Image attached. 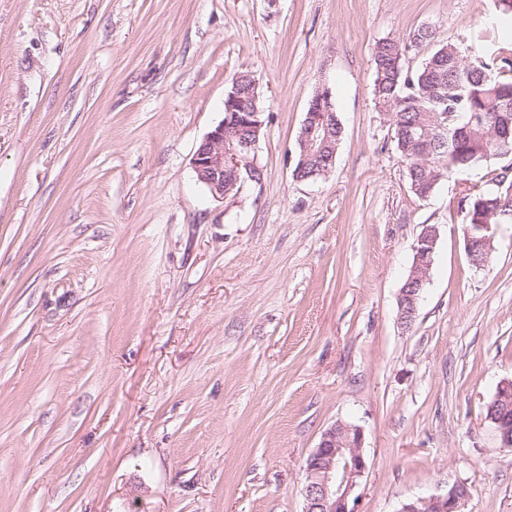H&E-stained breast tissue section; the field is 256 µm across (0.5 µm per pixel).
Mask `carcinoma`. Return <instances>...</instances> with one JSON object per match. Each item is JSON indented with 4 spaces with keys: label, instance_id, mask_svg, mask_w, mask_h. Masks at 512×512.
<instances>
[{
    "label": "carcinoma",
    "instance_id": "1",
    "mask_svg": "<svg viewBox=\"0 0 512 512\" xmlns=\"http://www.w3.org/2000/svg\"><path fill=\"white\" fill-rule=\"evenodd\" d=\"M407 45L397 39L376 42L374 99L392 120L394 144L408 166L414 195L428 197L447 176L468 178L489 160L512 157V135L502 139L503 120L512 123V59L469 54L448 43L436 47L415 70L404 67ZM327 114L322 153L310 157L305 170L312 178L326 176L323 157L342 138L332 124L335 105L310 99ZM496 189H465L461 200L464 237L483 253L489 233L483 224H512V180L504 170L492 177Z\"/></svg>",
    "mask_w": 512,
    "mask_h": 512
}]
</instances>
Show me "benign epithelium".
Wrapping results in <instances>:
<instances>
[{
	"instance_id": "1",
	"label": "benign epithelium",
	"mask_w": 512,
	"mask_h": 512,
	"mask_svg": "<svg viewBox=\"0 0 512 512\" xmlns=\"http://www.w3.org/2000/svg\"><path fill=\"white\" fill-rule=\"evenodd\" d=\"M251 96L252 90L240 85L235 87L231 104L227 105L226 118L203 138L193 155L196 180L215 200L228 196L242 175H247L253 182L260 181L263 176L262 169L254 162L263 127L259 112L233 111V104L244 103ZM318 122L314 113L307 112L298 135V142L305 151H315ZM435 244V228L429 225L414 246L408 286L399 291V319L406 328L414 321ZM492 403L497 412L487 414L486 419L498 434L501 447L511 448L512 421L506 413L512 408V380L500 382ZM363 443V429L351 423L340 421L323 432L318 446L306 460L302 488L304 512H356L358 497L355 490L368 468ZM470 497V487L456 483L444 494L418 496L407 501L399 512H463Z\"/></svg>"
}]
</instances>
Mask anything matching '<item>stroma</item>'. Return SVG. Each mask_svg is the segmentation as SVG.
I'll use <instances>...</instances> for the list:
<instances>
[{"label": "stroma", "mask_w": 512, "mask_h": 512, "mask_svg": "<svg viewBox=\"0 0 512 512\" xmlns=\"http://www.w3.org/2000/svg\"><path fill=\"white\" fill-rule=\"evenodd\" d=\"M494 21L492 0H0V512H303L339 421L364 430L358 512L458 482L464 512H512L486 419L512 224L473 266L460 180L417 198L373 95L377 41L492 50ZM243 68L263 178L217 201L191 160ZM321 84L342 140L298 181ZM318 122L319 118L313 112L308 111L297 139L301 143L303 151L315 152L319 130ZM435 244V228L429 225L420 235L414 246L412 275L410 273L404 281L405 283L411 275L407 284L408 286L401 288L399 291V319L405 328H408L414 321L418 307L417 304L420 297H422V286L427 281V274L431 265V256L433 259L435 254Z\"/></svg>", "instance_id": "35a3bbf8"}]
</instances>
